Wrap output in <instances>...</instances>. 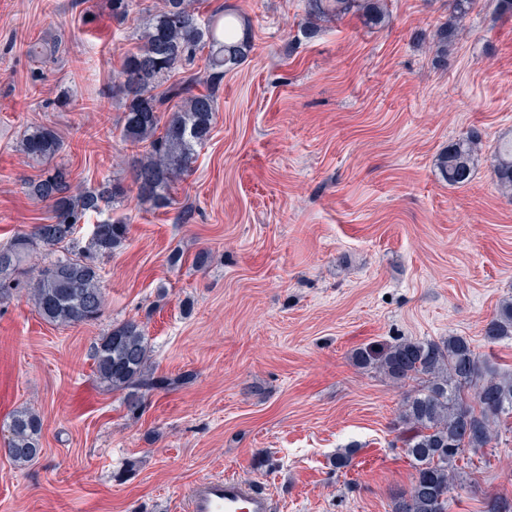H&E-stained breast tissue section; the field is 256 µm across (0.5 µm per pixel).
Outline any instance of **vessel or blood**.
I'll use <instances>...</instances> for the list:
<instances>
[{
  "instance_id": "obj_1",
  "label": "vessel or blood",
  "mask_w": 512,
  "mask_h": 512,
  "mask_svg": "<svg viewBox=\"0 0 512 512\" xmlns=\"http://www.w3.org/2000/svg\"><path fill=\"white\" fill-rule=\"evenodd\" d=\"M186 512H273L268 493L234 475L206 477L189 488Z\"/></svg>"
}]
</instances>
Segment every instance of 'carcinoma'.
I'll return each mask as SVG.
<instances>
[{
    "instance_id": "carcinoma-1",
    "label": "carcinoma",
    "mask_w": 512,
    "mask_h": 512,
    "mask_svg": "<svg viewBox=\"0 0 512 512\" xmlns=\"http://www.w3.org/2000/svg\"><path fill=\"white\" fill-rule=\"evenodd\" d=\"M140 2L112 0V19L125 21ZM475 3L448 0L440 50L459 39L462 21ZM352 10L376 23L387 19L380 0H306L305 29ZM238 24L233 13L202 17L194 0H162L150 11L136 50L125 56L112 84V94L124 102L123 141L133 147L148 144V150L129 160L138 202L155 209L169 207L172 185L190 171L197 147L208 140L216 112L213 89L251 51L248 33L238 32ZM206 48L209 88L197 92L189 79L171 81ZM172 100L177 105L169 112L164 105ZM481 143V133L472 129L440 155L438 168L449 185L461 187L470 181L481 158ZM20 148L32 161L43 163L58 153L60 141L53 129L38 127L24 134ZM492 171L497 186L512 192V140L495 151ZM25 188L31 198L51 206L53 222L38 224L32 233L0 246V300L10 297L13 281L27 275L30 300L47 322L75 326L97 320L105 296L100 268L92 256L109 255L123 246L126 219L92 225L83 253L69 250L37 270L29 271L23 263L38 246L53 249L74 243L79 225L100 215L104 206L124 200L128 190L121 182L106 179L97 189L76 193L61 167L25 182ZM484 336L490 342L512 336V298L499 303ZM92 360L99 382L121 392L134 417L143 411L151 393L176 384L156 375L148 336L136 319L113 324L93 346ZM355 361L409 387L398 416L403 429L400 452L414 465L416 477L409 490L394 498L392 512H448V500L462 480L458 462L468 454L484 453L499 440L501 421L512 419V375L490 371L472 343L458 335L439 341L401 339L383 347L367 345L358 349ZM8 429L0 453L23 468L41 452V419L28 408L20 409L12 414Z\"/></svg>"
}]
</instances>
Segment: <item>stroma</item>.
Instances as JSON below:
<instances>
[{
  "mask_svg": "<svg viewBox=\"0 0 512 512\" xmlns=\"http://www.w3.org/2000/svg\"><path fill=\"white\" fill-rule=\"evenodd\" d=\"M382 3L388 24L354 11L307 36L304 0H196L238 13L252 49L216 87L172 205L115 206L128 235L95 259L102 315L63 327L26 292L0 302V445L13 411L43 423L31 465L0 455V512H184L192 482L225 474L264 487L275 512H391L416 474L395 448L405 390L355 351L455 334L512 373V337H484L512 296V195L491 169L512 139V17L481 2L441 55L445 0ZM141 26L113 21L108 0H0V245L53 217L24 189L42 170L19 147L29 127L55 128L73 185H131L112 82ZM35 43L58 46L55 61L31 59ZM473 129L482 158L448 185L438 159ZM129 318L157 374L181 380L136 418L91 359ZM466 470L448 512L512 500V434Z\"/></svg>",
  "mask_w": 512,
  "mask_h": 512,
  "instance_id": "35a3bbf8",
  "label": "stroma"
}]
</instances>
